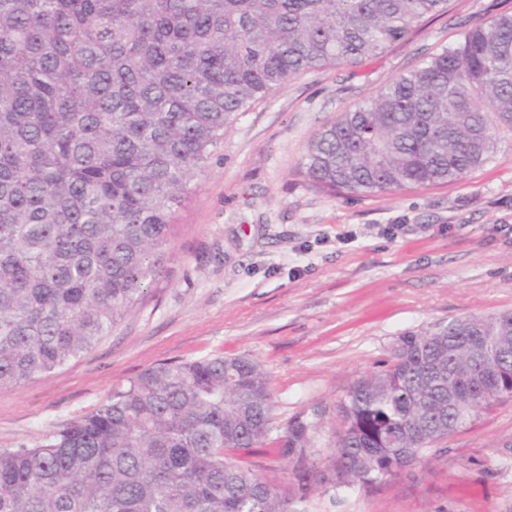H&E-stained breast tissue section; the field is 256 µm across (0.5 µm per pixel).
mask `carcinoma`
<instances>
[{"label":"carcinoma","mask_w":512,"mask_h":512,"mask_svg":"<svg viewBox=\"0 0 512 512\" xmlns=\"http://www.w3.org/2000/svg\"><path fill=\"white\" fill-rule=\"evenodd\" d=\"M448 0H0V389L48 377L108 335L162 272L175 217L224 133L314 68L355 65ZM512 139V12L325 125L305 174L339 195L463 178ZM458 320L399 338L351 384L328 459L336 485L376 484L496 398L470 395ZM494 345L512 354V324ZM457 405L448 411V393ZM275 404L245 356L166 361L35 448H0V512H296L242 464ZM311 425L279 454L304 464Z\"/></svg>","instance_id":"1"}]
</instances>
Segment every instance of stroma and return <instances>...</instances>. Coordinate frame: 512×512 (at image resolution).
<instances>
[{
	"label": "stroma",
	"mask_w": 512,
	"mask_h": 512,
	"mask_svg": "<svg viewBox=\"0 0 512 512\" xmlns=\"http://www.w3.org/2000/svg\"><path fill=\"white\" fill-rule=\"evenodd\" d=\"M512 0L448 11L361 64L300 74L241 113L178 216L164 272L109 336L56 374L0 390V448H30L171 360L246 356L276 403L248 466L291 477L278 442L309 422L325 459L349 386L391 361L400 336L512 311V140L443 184L344 198L313 187L306 146L326 123L452 45ZM443 452L375 487L314 484L300 512H512V399L480 410Z\"/></svg>",
	"instance_id": "35a3bbf8"
}]
</instances>
